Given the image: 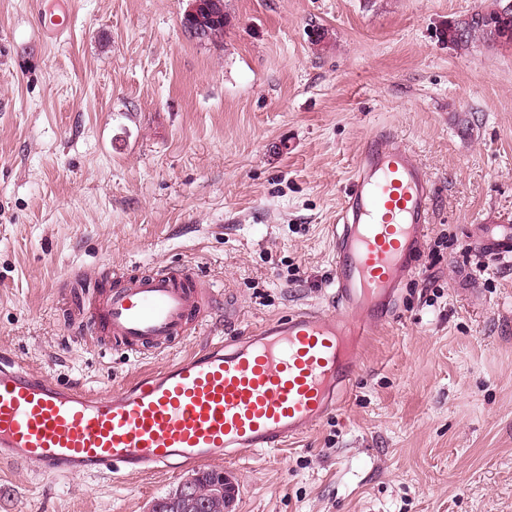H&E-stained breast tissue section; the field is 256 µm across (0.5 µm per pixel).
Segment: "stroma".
Returning <instances> with one entry per match:
<instances>
[{
    "mask_svg": "<svg viewBox=\"0 0 512 512\" xmlns=\"http://www.w3.org/2000/svg\"><path fill=\"white\" fill-rule=\"evenodd\" d=\"M0 0V354L98 391L300 308L335 311L330 232L375 127L433 183L421 261L341 408L295 444L215 461L235 512H512V48L449 49L492 0H73L66 35ZM327 34L314 45V30ZM179 264L223 308L166 356L97 349L72 310ZM466 287H458L460 273ZM189 468L66 478L0 461V512H148ZM184 1L187 3L181 17L182 24L194 39H197L198 41H205L207 33H204L197 24V22L201 20L200 15L201 13H222L224 9V0H209L207 5H205L202 0ZM485 258L501 260L512 256V224H481L479 235L471 238Z\"/></svg>",
    "mask_w": 512,
    "mask_h": 512,
    "instance_id": "1",
    "label": "stroma"
}]
</instances>
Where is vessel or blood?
Listing matches in <instances>:
<instances>
[{"label": "vessel or blood", "instance_id": "vessel-or-blood-1", "mask_svg": "<svg viewBox=\"0 0 512 512\" xmlns=\"http://www.w3.org/2000/svg\"><path fill=\"white\" fill-rule=\"evenodd\" d=\"M432 184L383 127L358 156L336 225V312L300 309L94 391L0 360V460L63 476L130 478L288 446L341 406L361 347L390 321L429 230ZM485 258L512 256V224H484ZM222 297L182 265L126 273L87 309L91 342L161 356L207 326Z\"/></svg>", "mask_w": 512, "mask_h": 512}]
</instances>
